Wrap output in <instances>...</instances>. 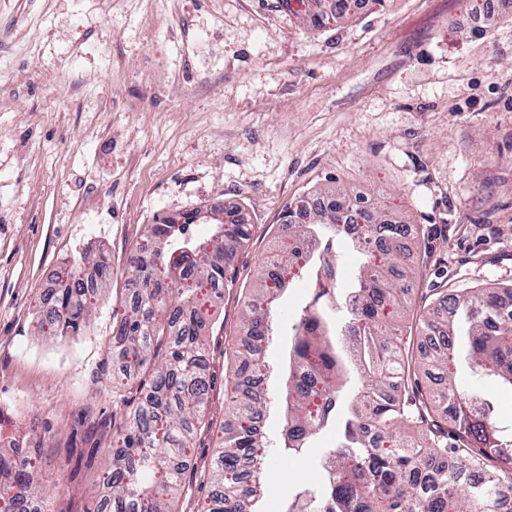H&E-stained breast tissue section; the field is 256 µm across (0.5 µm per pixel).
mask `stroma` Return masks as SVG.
<instances>
[{"label": "stroma", "mask_w": 512, "mask_h": 512, "mask_svg": "<svg viewBox=\"0 0 512 512\" xmlns=\"http://www.w3.org/2000/svg\"><path fill=\"white\" fill-rule=\"evenodd\" d=\"M375 0L323 28L280 0H0V409L41 449L53 512H99L98 473L123 394L112 309L135 291L127 257L151 224L224 203L255 225L239 280L264 277L288 205L336 181L419 226L416 289H512V4ZM106 256L81 336L36 332L53 275ZM293 282L266 358L283 361L310 294ZM208 415L229 411L224 340L248 338L238 291L212 307ZM275 377L262 428L269 508L321 481V433L282 455ZM214 432L194 461L218 451Z\"/></svg>", "instance_id": "1"}]
</instances>
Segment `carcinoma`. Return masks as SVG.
Masks as SVG:
<instances>
[{"instance_id":"carcinoma-1","label":"carcinoma","mask_w":512,"mask_h":512,"mask_svg":"<svg viewBox=\"0 0 512 512\" xmlns=\"http://www.w3.org/2000/svg\"><path fill=\"white\" fill-rule=\"evenodd\" d=\"M303 18L322 27L356 10V0H301ZM330 201L301 222L288 208L281 224L280 266L286 277L263 278L246 289L242 319L262 343L272 335L271 301L284 295L295 272H315L311 300L284 346L288 389L280 402L283 448L299 454L324 424L340 441L334 469L322 484L300 489L283 512H502L512 498V437L498 429L493 404L477 384L512 386V308L498 288L450 294L427 288L418 337L398 335L390 323L410 294L399 270L409 227L387 210L351 213L347 192L322 188ZM200 211L151 225L148 247L130 250L127 265L139 286L136 299L116 313L112 346L131 373L123 383L135 396L122 400L121 426L112 438V465L100 476L112 489L101 512H177L173 508L196 472L185 464L197 437L211 429L206 408L211 383L198 376L209 362L199 336L205 305L239 280L234 267L252 224L212 218L205 241L189 234ZM344 239L361 262L344 288L337 286L336 240ZM110 274L102 257L64 271V282L40 311L37 329L78 335L100 300L99 282ZM432 348L429 363L446 381L424 388L413 347ZM224 374L233 421L224 424V450L209 460L208 492L195 512H256L263 480L246 474L269 467L258 426L267 399L244 386L240 370L265 360L231 341ZM469 365L475 385L456 382L457 361ZM143 375L145 381L134 383ZM33 450L0 453V512H53L36 483Z\"/></svg>"}]
</instances>
